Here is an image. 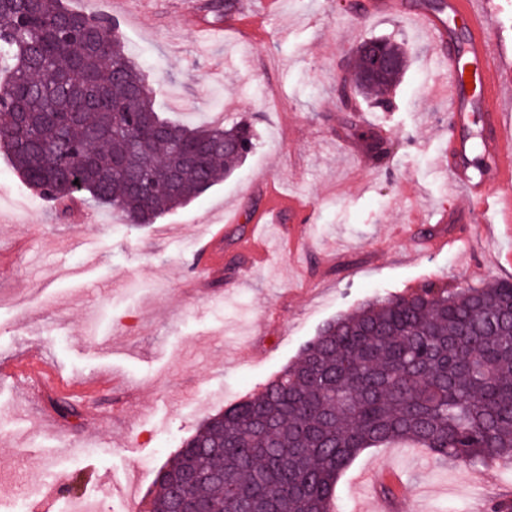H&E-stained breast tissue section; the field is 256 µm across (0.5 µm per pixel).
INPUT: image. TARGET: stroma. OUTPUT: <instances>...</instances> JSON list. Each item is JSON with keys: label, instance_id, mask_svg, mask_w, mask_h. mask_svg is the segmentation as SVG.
<instances>
[{"label": "stroma", "instance_id": "35a3bbf8", "mask_svg": "<svg viewBox=\"0 0 512 512\" xmlns=\"http://www.w3.org/2000/svg\"><path fill=\"white\" fill-rule=\"evenodd\" d=\"M184 20L177 0H152L149 16L119 27L128 56L157 89L156 108L190 127L247 118L257 146L234 174L155 224L121 223L110 209L58 204L31 189L0 155V363L35 351L43 380L24 368L0 373V512L25 494L32 512H65L83 499L105 512L146 501L160 469L211 415L261 389L295 361L319 328L377 296L512 278V223L488 213L479 231L450 221L430 231L466 239L417 254L391 229L442 203L448 71L426 35L397 17L363 18L356 0H280L266 35L221 31L196 0ZM367 38L403 43L401 85L346 105L339 79ZM393 136L375 155L348 154L337 135L358 121ZM281 179L310 199L301 261L280 254L240 279L235 236L224 242V278L199 295L190 254L209 223L234 209L241 220L265 203L263 181ZM69 402L60 416L54 401ZM390 468L403 512H471L512 499V463H442L405 442L358 455L336 489L339 512H383L359 481ZM60 493H53L54 485Z\"/></svg>", "mask_w": 512, "mask_h": 512}]
</instances>
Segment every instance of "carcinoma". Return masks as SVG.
<instances>
[{"mask_svg":"<svg viewBox=\"0 0 512 512\" xmlns=\"http://www.w3.org/2000/svg\"><path fill=\"white\" fill-rule=\"evenodd\" d=\"M237 0H216L214 21ZM364 44L355 92L397 87ZM0 151L31 188L65 204L112 209L125 224L155 223L231 176L256 146L251 125L188 127L157 112L155 90L125 54L118 25L63 0L0 5ZM93 177L72 188L69 170ZM176 169L172 189H134L148 169ZM408 442L469 466L512 459V280L460 290L429 285L327 321L277 377L186 440L159 472L144 512H171L170 478L196 474L183 494L207 512H334L336 486L368 448Z\"/></svg>","mask_w":512,"mask_h":512,"instance_id":"1","label":"carcinoma"}]
</instances>
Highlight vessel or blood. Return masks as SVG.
Returning <instances> with one entry per match:
<instances>
[{"instance_id": "obj_1", "label": "vessel or blood", "mask_w": 512, "mask_h": 512, "mask_svg": "<svg viewBox=\"0 0 512 512\" xmlns=\"http://www.w3.org/2000/svg\"><path fill=\"white\" fill-rule=\"evenodd\" d=\"M358 13L370 18L389 14L411 19L428 32L448 61V149L451 183L470 200L471 218L496 210L512 218V102L501 95L512 78L506 54L493 37L491 0H446L441 11L424 0H359ZM307 224L311 207L273 191L240 238L238 250L262 260L259 227L288 219ZM223 232H216L193 254L194 280L207 288L224 276Z\"/></svg>"}]
</instances>
